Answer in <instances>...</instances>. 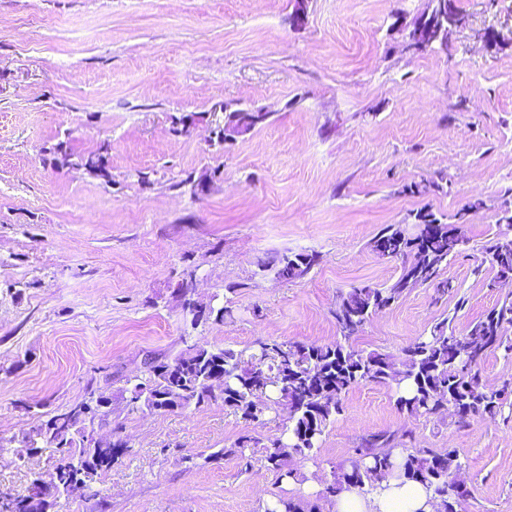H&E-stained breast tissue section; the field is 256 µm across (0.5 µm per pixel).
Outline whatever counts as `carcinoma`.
<instances>
[{
    "label": "carcinoma",
    "mask_w": 512,
    "mask_h": 512,
    "mask_svg": "<svg viewBox=\"0 0 512 512\" xmlns=\"http://www.w3.org/2000/svg\"><path fill=\"white\" fill-rule=\"evenodd\" d=\"M227 118L236 119L253 131L267 124L270 116L266 112L259 117L246 108L230 111ZM81 166L97 177L109 179L108 148L103 146L88 153ZM412 218L419 227L428 221L434 223V233H408L400 224H389L379 231L372 248L382 257L385 253L381 248H391L388 259L398 264L399 274L387 286L364 283L340 293L334 310L340 339L318 345L262 338L251 349L241 351L196 342L187 344L174 355L153 357L150 368L122 389L120 398L132 410L146 408L160 413L221 402L233 414L253 422L263 420L271 411L287 413L280 436L268 443L262 445L253 437L243 436L233 446L209 455L214 461L235 456L246 469L253 461L246 451L258 446V461L273 470L282 469L293 454L312 456L320 448L327 426L343 412L345 395L361 384L392 388L399 411L447 419L458 428L466 426L472 417L493 420L506 412L512 414V381L492 388L480 371L484 358L494 350L501 349L505 356H512L511 296L462 333L456 332L446 319L437 323L397 357L353 346L352 341L370 317L396 303L407 289L427 285L446 295L454 288L440 274L449 259L468 250L469 238L457 225L461 213L454 215V224L430 209H420ZM482 254L493 273L491 284L512 279V236L496 234L483 245ZM319 260L313 252L285 251L258 260V266L273 271L280 280L292 281L307 275ZM192 278L193 271L189 270L177 284L176 297L182 307L191 312L203 309V316L194 319L196 323L211 318L224 320L230 314L229 307L202 306L193 300ZM103 386H112V374L90 379L86 397L40 422L22 440L19 457L33 450L32 437L36 436L44 447L59 453L60 460L52 482L32 484L39 500L30 503L24 495L5 498L0 500V512H39L41 498L48 496H96L92 481L83 480V471L91 468L95 475H102L124 455L97 437V428L103 426L110 427L116 438L122 433V425L112 422V410L91 407L104 395L112 399V394L101 392ZM403 441L404 436L388 431L363 438L357 448L361 469L353 475L347 467L338 466L324 489L325 496L334 497L345 489L369 494L389 477L406 478L422 484L432 494L437 512H451V496L459 485L449 477L462 469L457 450L395 451ZM265 512H317V505L280 498Z\"/></svg>",
    "instance_id": "carcinoma-1"
}]
</instances>
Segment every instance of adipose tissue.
<instances>
[{
	"mask_svg": "<svg viewBox=\"0 0 512 512\" xmlns=\"http://www.w3.org/2000/svg\"><path fill=\"white\" fill-rule=\"evenodd\" d=\"M333 512H434V507L430 493L419 483L389 479L369 494L341 491L333 500Z\"/></svg>",
	"mask_w": 512,
	"mask_h": 512,
	"instance_id": "adipose-tissue-1",
	"label": "adipose tissue"
}]
</instances>
